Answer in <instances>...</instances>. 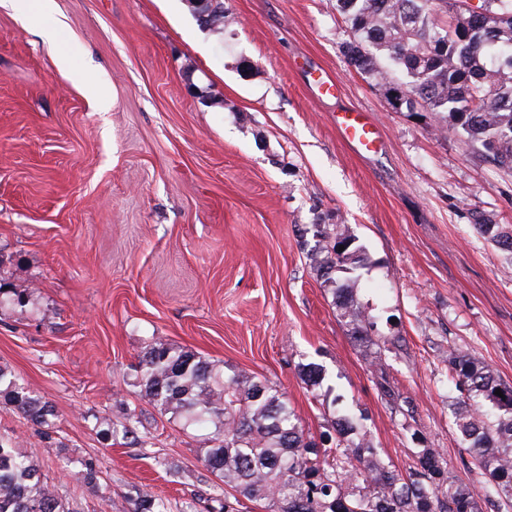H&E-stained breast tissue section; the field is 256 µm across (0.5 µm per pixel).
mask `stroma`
Instances as JSON below:
<instances>
[{"label": "stroma", "mask_w": 512, "mask_h": 512, "mask_svg": "<svg viewBox=\"0 0 512 512\" xmlns=\"http://www.w3.org/2000/svg\"><path fill=\"white\" fill-rule=\"evenodd\" d=\"M335 3L224 0L217 31L186 0H53L36 20L0 0V281L33 295H0V367L58 411L46 434L0 406V438L40 460L72 512H135L142 492L171 512H271L205 472L210 429L141 401L151 340L266 379L312 436L345 407L397 468L435 448L487 486L461 463L448 356L468 349L512 384V259L475 230L512 226V174L432 134L430 114L393 111L347 64ZM52 26L61 43L44 41ZM315 76L334 96H313ZM348 109L371 113L377 153L341 140ZM316 223L349 225L369 257L357 296L392 341L407 409L381 396L309 265ZM309 362L325 372L314 388ZM127 405L135 437L102 439L98 417ZM87 460L100 488L81 479Z\"/></svg>", "instance_id": "obj_1"}]
</instances>
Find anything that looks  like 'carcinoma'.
Returning <instances> with one entry per match:
<instances>
[{
    "mask_svg": "<svg viewBox=\"0 0 512 512\" xmlns=\"http://www.w3.org/2000/svg\"><path fill=\"white\" fill-rule=\"evenodd\" d=\"M463 0H336L351 30L343 46L348 63L386 93L400 90L403 108L419 105L439 116L434 130L454 136L504 171H512V0H482L483 12H461ZM310 267L334 283V303L350 337L382 365L386 347L351 279L337 274L364 266L368 257L347 224H314ZM501 249L512 252V228L476 224ZM344 250H339V246ZM457 392L454 425L469 461L490 478L485 501L512 505V385L469 351L448 358ZM323 369L301 365L315 387ZM139 396L174 417L214 427L205 470L224 488L247 499L266 498L273 512H482L480 494L448 468L443 453L421 451L406 471L376 448L354 415L331 420L326 442L307 435L301 418L276 386L255 376L226 377L196 353L162 341L139 356ZM501 390L503 396L495 394ZM492 405L496 419L486 416ZM0 404L33 424L51 428L55 407L0 367ZM124 421L98 419L106 435L136 434L140 414L126 406ZM0 512H70L44 481L40 462L25 449L0 442ZM138 512H169L167 501L144 492Z\"/></svg>",
    "mask_w": 512,
    "mask_h": 512,
    "instance_id": "obj_1",
    "label": "carcinoma"
}]
</instances>
